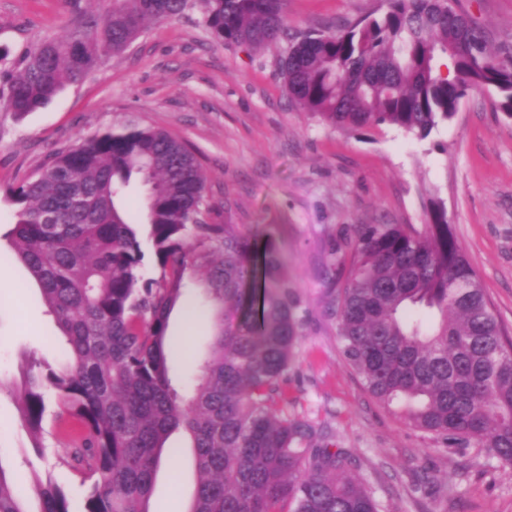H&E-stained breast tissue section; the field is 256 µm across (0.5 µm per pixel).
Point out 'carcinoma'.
<instances>
[{"label": "carcinoma", "instance_id": "1", "mask_svg": "<svg viewBox=\"0 0 512 512\" xmlns=\"http://www.w3.org/2000/svg\"><path fill=\"white\" fill-rule=\"evenodd\" d=\"M341 31L293 40L280 59L291 101L344 129L388 125L419 139L471 91L492 87L512 113V66L496 61L470 17L448 0H386ZM200 8L218 41L259 48L287 36L284 0H108L47 39L0 81V108L22 117L124 50L147 21ZM144 187L137 221L123 208ZM206 177L165 130L128 124L58 153L11 189L14 257L38 284L67 364L29 368L19 400L41 448L48 413L73 421L71 467L84 512H150L170 434L191 439L199 475L189 512H379L342 450L313 446L308 423L275 414V387L306 318L275 245L209 224ZM144 227L157 279H144ZM210 265L217 331L186 399L172 384L170 314L191 266ZM343 356L366 391L409 426L464 455L476 442L512 470V342L505 336L444 202L427 222L361 224L337 290ZM39 512H70L52 478L30 487ZM0 464V512H29Z\"/></svg>", "mask_w": 512, "mask_h": 512}]
</instances>
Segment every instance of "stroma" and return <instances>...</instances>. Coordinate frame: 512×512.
Here are the masks:
<instances>
[{
	"label": "stroma",
	"mask_w": 512,
	"mask_h": 512,
	"mask_svg": "<svg viewBox=\"0 0 512 512\" xmlns=\"http://www.w3.org/2000/svg\"><path fill=\"white\" fill-rule=\"evenodd\" d=\"M455 5L485 33L497 60L512 64V0ZM104 8L103 0H0V46L10 50L0 69ZM385 9V0L285 2L293 36L343 29ZM287 47L284 40L256 49L216 42L195 9L146 24L47 106L23 117L0 111V464L30 479L53 476L72 512H81L85 487L67 465L65 431L46 421L44 448L36 450L18 410L24 371L34 363L60 368L66 358L38 285L12 258L9 191L56 152L136 122L168 131L194 152L206 175L208 223L259 232L280 251L306 320L276 409L313 425L320 445L350 450L384 512H512V473L485 468L484 447L459 455L366 392L341 354L336 318L357 225L422 226L429 198L437 197L512 338V118L488 89L465 97L423 140L387 125L344 131L290 101L279 65ZM204 277L203 268L191 271L169 322L170 336L188 340L192 352L172 372L183 394L196 384V358L214 334ZM188 304L201 316L191 331ZM169 445L176 453L162 462L150 510L188 512L197 483L193 450L179 431Z\"/></svg>",
	"instance_id": "35a3bbf8"
}]
</instances>
